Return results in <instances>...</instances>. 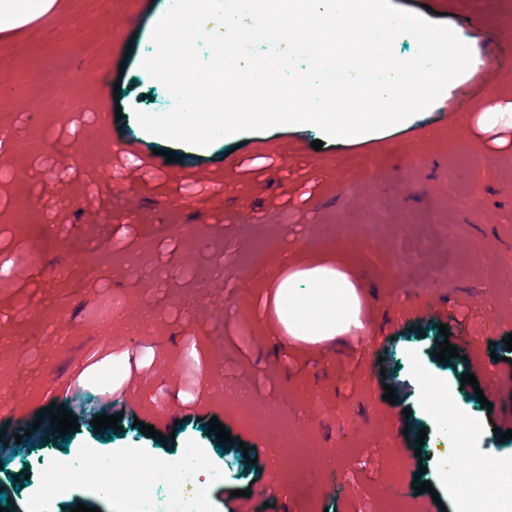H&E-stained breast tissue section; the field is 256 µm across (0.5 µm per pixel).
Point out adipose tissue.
Masks as SVG:
<instances>
[{
  "instance_id": "ef3b65f1",
  "label": "adipose tissue",
  "mask_w": 512,
  "mask_h": 512,
  "mask_svg": "<svg viewBox=\"0 0 512 512\" xmlns=\"http://www.w3.org/2000/svg\"><path fill=\"white\" fill-rule=\"evenodd\" d=\"M57 5V0H0V32L29 28ZM261 278L276 279L274 314L282 332L292 339L317 344L362 331L357 285L339 269L328 265L296 267L278 278L265 271ZM419 378L427 411L444 429L449 442H457L466 433L477 434L473 421L458 413L447 389L428 373H420ZM486 466L497 473L502 485L493 502L481 499L474 476L457 478L455 494L469 501L471 512H512V457H491Z\"/></svg>"
}]
</instances>
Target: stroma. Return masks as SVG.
<instances>
[{"instance_id":"stroma-1","label":"stroma","mask_w":512,"mask_h":512,"mask_svg":"<svg viewBox=\"0 0 512 512\" xmlns=\"http://www.w3.org/2000/svg\"><path fill=\"white\" fill-rule=\"evenodd\" d=\"M173 2L60 0L31 30L0 32V129L41 140L0 155V259L11 267L0 278V439L12 449L0 453V484L21 483L0 512H23L52 465L72 480L41 512H146L163 486L99 498L86 460L171 462L188 448L209 475L198 512H460L440 464L450 447L414 369L481 425L469 457L512 453L498 435L505 420L479 403L512 394V367L490 357L512 333V125L480 124L482 113H512V61L485 74L492 43L512 46V0H391L432 7L466 39L480 64L460 82L486 86L474 108L450 92L405 128L350 145L276 126L206 147L135 118L174 106L142 67ZM53 70L69 108H18ZM177 225L196 232L195 246ZM266 236L280 254L358 282L370 340L282 335L273 290L253 277ZM443 324L467 359L435 357ZM467 372L477 386L461 384ZM75 385L79 429L36 427L38 410ZM102 411L121 414L119 431L94 430ZM214 416L232 442L209 432ZM145 423L168 442L143 434ZM418 474L432 492L415 493Z\"/></svg>"}]
</instances>
